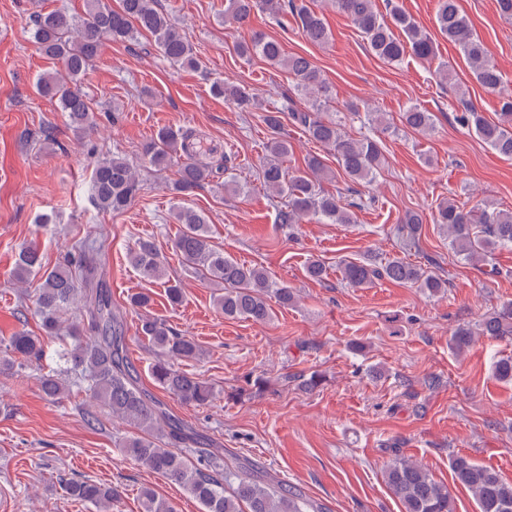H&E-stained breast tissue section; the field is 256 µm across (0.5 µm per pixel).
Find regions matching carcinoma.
<instances>
[{
	"instance_id": "1",
	"label": "carcinoma",
	"mask_w": 512,
	"mask_h": 512,
	"mask_svg": "<svg viewBox=\"0 0 512 512\" xmlns=\"http://www.w3.org/2000/svg\"><path fill=\"white\" fill-rule=\"evenodd\" d=\"M331 4L351 20L363 34L369 50L380 60L397 64L407 55L421 60L435 57V43L430 35L395 0L389 3L385 15L379 12L376 0H331ZM256 10L268 12L279 22L293 17L312 43L325 44L329 40L322 16L296 0H224V23L243 29ZM33 23L35 42L54 63V69L38 77L37 92L56 101L70 126L83 136L96 129V109L83 92L80 78L98 56L104 41H136L149 36L171 65L189 69L201 65L194 45L158 9L157 0H119L116 8L108 0H86L82 16L60 10L40 11L33 16ZM436 26L442 36L460 47L481 86L491 92L502 91L501 72L487 57L456 0H438ZM236 51L242 57L256 56L273 67L287 70L297 91L311 101L307 109H298L290 102L262 115L263 123L271 131L265 146L262 182L269 192L287 198L278 210L277 223L290 226L309 217L329 224L355 223L351 209H360L365 203L351 201L344 207L339 197L324 192L320 182L327 177V170L319 157H309L305 171L288 174L283 163L290 144L279 133L281 114L288 113L293 125L333 151L345 177L353 182L375 180L383 164L380 139L374 135L351 137L342 132L336 120L318 115L330 98V90L320 70L307 57L287 54L279 41L261 34L238 41ZM211 92L244 112L258 103L253 88L223 79L212 83ZM401 121L422 134L434 129L433 113L417 106L406 109ZM459 121L498 155L512 158V94H503L499 121L486 120L467 102L463 103ZM144 153L149 163L160 169L180 160L177 178L167 186L176 196L205 184L220 170L224 171V188L238 195L245 193V187L233 176L231 157L224 155L222 165L198 158L196 137L190 130L161 129ZM90 190L98 209L118 215L135 201L142 184L127 158L113 153L96 160ZM173 218L179 229L171 240L172 250L181 258L185 271L197 280L222 286L224 293L216 298V307L225 318L267 322L272 318L268 298L275 297L284 307L294 302L293 290L273 281L264 269L244 265L216 249L203 212L181 205L174 209ZM433 222L448 234L451 247L480 273L489 278L498 274L491 256L499 248L512 246V211L482 204L467 209L448 202L437 206ZM422 224L421 214H405L399 230L407 245L418 244ZM89 250V244L81 242L63 263L48 269L43 265L39 247L26 244L19 251L13 276L21 282L37 279L33 304L40 327L48 336L63 335L70 339L59 353V361L80 373L93 405L105 407L112 420L135 429L120 443L123 457L180 484L201 504L202 512H323L299 489L284 484L254 463L234 464L201 450L195 463L186 456L183 449L196 447L198 438L140 384L138 371L127 355L122 320L112 310V300L103 283L92 284L95 266ZM129 260L143 279H167L165 295L170 306L182 302V282L167 277L166 258L153 241H138ZM337 269L341 280L351 288H364L383 279L419 288L431 296H442L448 288V281L437 271L400 257L380 261L343 259ZM139 332L155 351L156 359L151 366L155 383L185 404L209 405L215 396L212 385L179 368L180 363L199 358L200 348L195 340L176 332L166 320L148 314L141 316ZM477 336L511 342L512 301L475 325H457L452 331L451 347L457 353L465 352ZM8 351L29 361L43 357L39 339L24 330L9 338ZM492 377L504 383L512 381L511 354L494 363ZM39 383L41 391L51 399H61L70 392L66 379L55 371L42 375ZM267 383L263 375L251 377L237 396L256 394ZM450 468L454 481L472 493L479 512H512V483L504 481L496 470L461 455L451 456ZM385 482L400 501L403 512H455L448 486L434 480L425 467L409 458L391 459L385 469ZM63 491L69 498L93 507L95 512H110L112 500L118 495L117 488L91 479L68 480ZM141 503L143 512H175L170 502L149 488L141 490Z\"/></svg>"
}]
</instances>
